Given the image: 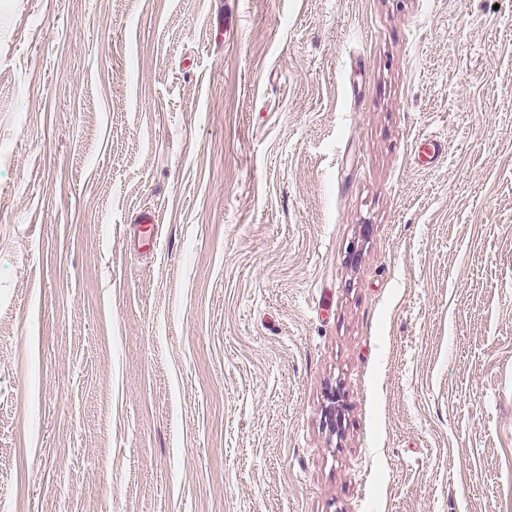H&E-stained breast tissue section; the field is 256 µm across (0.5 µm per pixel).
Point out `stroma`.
Masks as SVG:
<instances>
[{
	"instance_id": "35a3bbf8",
	"label": "stroma",
	"mask_w": 512,
	"mask_h": 512,
	"mask_svg": "<svg viewBox=\"0 0 512 512\" xmlns=\"http://www.w3.org/2000/svg\"><path fill=\"white\" fill-rule=\"evenodd\" d=\"M0 512H512V0H0Z\"/></svg>"
}]
</instances>
